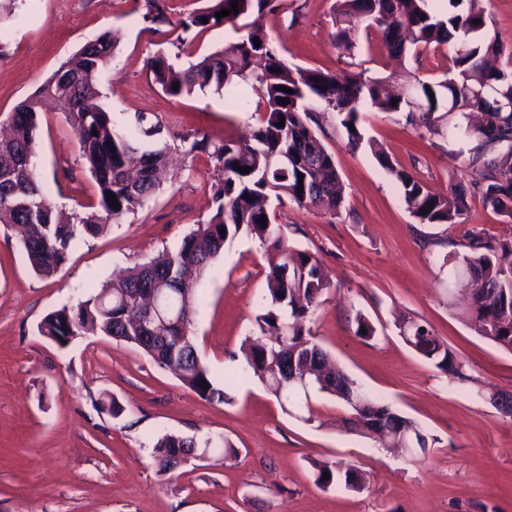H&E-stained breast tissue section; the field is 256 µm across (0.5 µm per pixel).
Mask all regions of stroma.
I'll return each instance as SVG.
<instances>
[{"label":"stroma","instance_id":"1","mask_svg":"<svg viewBox=\"0 0 512 512\" xmlns=\"http://www.w3.org/2000/svg\"><path fill=\"white\" fill-rule=\"evenodd\" d=\"M263 18L277 53L288 63L330 72L366 71L408 87L443 79L452 65L447 48H421L391 60L377 29L358 28L355 47L336 44L335 0H277ZM170 23L153 29L140 0H0V121L85 42L117 31L120 43L98 79L101 101L116 128L128 130L142 113L164 127L173 177L135 212L110 221L103 233L74 241L52 276L30 268L13 230H0V512H512V418L491 403L512 391V352L475 333L460 314L465 279L442 259L450 243L473 232L512 242V221L467 199L455 224H421L375 160L378 145L394 168L430 190L446 193L470 179L456 116L441 117L446 134L419 137L405 114L367 107L360 114L367 142L353 148L328 117L322 139L345 186L336 214L273 201L288 238L318 256L331 283L309 327L341 370L383 404L422 425L437 442L410 459L346 431L351 414L324 394L311 398L313 421L286 413L240 357L255 328L268 271L265 249L240 236L226 246L196 286L193 333L216 382L231 380L228 404L200 398L136 347L86 335L59 346L41 336L49 312L74 306L120 270L174 249L215 209L219 179L208 153L191 151L193 138L211 144L256 125L264 104L255 93L233 101L212 89L167 96L149 60L162 52L187 61L241 35L223 23L183 32L178 22L208 0H166ZM37 174L47 199L70 212L96 198L63 112L46 107L37 139ZM376 329L356 336V314ZM427 322L462 358L461 381L401 338L404 320ZM122 407L112 416L107 405ZM167 433L197 440L227 439L236 455L217 451L160 475L152 457ZM363 470L368 484L354 492L316 485L312 461Z\"/></svg>","mask_w":512,"mask_h":512}]
</instances>
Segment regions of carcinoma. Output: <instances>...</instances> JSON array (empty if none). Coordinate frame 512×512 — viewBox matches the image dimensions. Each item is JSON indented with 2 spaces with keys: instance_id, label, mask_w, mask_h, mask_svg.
<instances>
[{
  "instance_id": "carcinoma-1",
  "label": "carcinoma",
  "mask_w": 512,
  "mask_h": 512,
  "mask_svg": "<svg viewBox=\"0 0 512 512\" xmlns=\"http://www.w3.org/2000/svg\"><path fill=\"white\" fill-rule=\"evenodd\" d=\"M210 2L211 6L180 20L183 32L241 20L247 29L243 37L186 65L159 53L151 57L150 70L171 97L213 88L238 98L251 89L263 100L260 122L242 136V143L225 141L212 151L220 171L213 193L215 211L188 232L175 250L126 269L94 288L77 306H63L45 315L39 334L61 346L87 334L109 336L140 349L199 397L227 404L232 400L228 386L214 382L198 354L191 331L195 288L186 274H205L226 244L240 235L251 236L266 247L268 259L266 302L255 318L258 337L243 349L253 375L281 406L306 409L307 422L314 420L309 405L312 391L344 402L354 415L361 414L358 405L364 400L388 418L390 430L413 435L416 453L424 454L438 439L412 419L376 402L337 369L328 352L314 341L308 323L331 284L312 252L289 243L268 201L285 196L299 206L336 214L344 201V185L332 153L318 135L327 113L336 115L348 142L359 145L364 141L359 114L366 103L381 112L406 114L415 129L430 136L441 134L435 113H446L454 104L463 119L474 110L484 115L485 132L474 137L465 159L467 168L478 174L469 183L454 185L446 195L433 193L413 175L396 169L382 149L373 144L370 149L398 183L408 212L419 223H457L467 197L475 194L511 220L512 112L502 111L501 102L503 96L512 95V54L506 67L489 65V58L502 54L503 47L490 34L484 0H443L441 12L430 9L428 0H336L337 39L348 54L354 48L348 32L359 20L380 31L393 58L421 46H446L453 51L452 76L435 82L418 79L413 97H394L385 91L381 79L367 78L362 72L341 78L285 62L261 25L272 0H238L239 13L221 19L216 13L231 8L233 0ZM143 19L156 25L168 22L165 0H144ZM256 37L259 47L253 42ZM116 47L117 38L108 31L86 42L7 116L10 134L0 138V169L13 167L15 172L12 178L0 180V225L25 228L20 245L40 276H51L60 268L78 237L101 234L109 220L142 206L171 179L164 128L137 114L131 121L137 137H131L113 126L110 112L99 101L97 79ZM284 87L293 93L282 91ZM45 97L65 113L78 139L80 158L97 187V203L68 217L47 200L36 173ZM280 99L286 103H278ZM281 121L285 125H279ZM283 152L288 153L286 168L271 163L273 155ZM238 165L250 168L249 173L238 172ZM110 193L118 206H110ZM424 208L429 209L426 215ZM460 246L464 251L448 253L444 263L469 275L472 301L465 317L478 335L512 352V262L504 264L499 258L501 253H512V244L472 234ZM156 293L157 312L169 323L166 340L152 337L148 329L144 299ZM403 338L437 368L457 379L467 377L463 362L426 325L411 322L403 329ZM197 447L193 437H159L152 447L159 473L173 471L172 458L177 453ZM312 466L315 483L324 489L333 485L353 491L366 488L367 476L357 469L317 461ZM326 472L330 478L325 480Z\"/></svg>"
}]
</instances>
